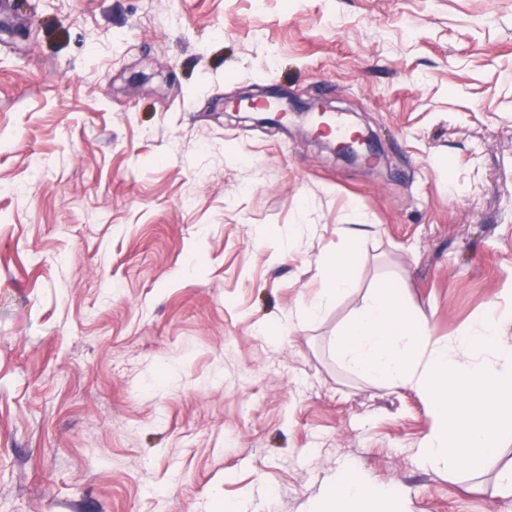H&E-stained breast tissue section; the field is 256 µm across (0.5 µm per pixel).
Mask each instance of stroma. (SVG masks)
I'll return each mask as SVG.
<instances>
[{
	"label": "stroma",
	"instance_id": "stroma-1",
	"mask_svg": "<svg viewBox=\"0 0 512 512\" xmlns=\"http://www.w3.org/2000/svg\"><path fill=\"white\" fill-rule=\"evenodd\" d=\"M254 85L380 165L225 116ZM386 283L438 344L512 306V0H0V512H313L344 470L512 512V436L421 467L427 401L337 360ZM303 112H292L300 131L310 134L312 131L320 133L331 107L319 100L303 104ZM324 143L337 159L349 163L363 162L364 156L376 148V141L370 132H356L350 139L336 143L328 140ZM352 245L349 250L336 252V255L331 257L321 258L319 266L323 277L324 284V299L329 300L334 295L344 294L352 287V281L349 276L350 257L354 250V243L357 240L354 236H350Z\"/></svg>",
	"mask_w": 512,
	"mask_h": 512
}]
</instances>
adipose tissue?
<instances>
[{"label":"adipose tissue","mask_w":512,"mask_h":512,"mask_svg":"<svg viewBox=\"0 0 512 512\" xmlns=\"http://www.w3.org/2000/svg\"><path fill=\"white\" fill-rule=\"evenodd\" d=\"M322 512H347L360 507L364 512H403L400 491L374 487L348 474H340L326 490Z\"/></svg>","instance_id":"1"}]
</instances>
